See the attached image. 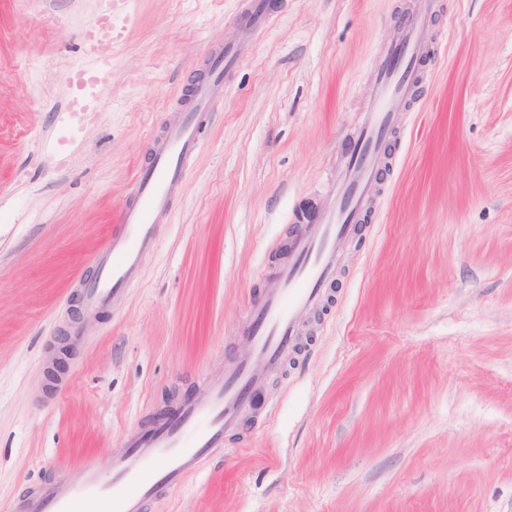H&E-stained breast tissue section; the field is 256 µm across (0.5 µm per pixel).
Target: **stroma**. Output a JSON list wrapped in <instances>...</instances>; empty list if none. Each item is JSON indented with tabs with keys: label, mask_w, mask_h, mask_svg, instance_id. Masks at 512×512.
Instances as JSON below:
<instances>
[{
	"label": "stroma",
	"mask_w": 512,
	"mask_h": 512,
	"mask_svg": "<svg viewBox=\"0 0 512 512\" xmlns=\"http://www.w3.org/2000/svg\"><path fill=\"white\" fill-rule=\"evenodd\" d=\"M129 0L66 120L100 0H0V512L107 461L249 345L251 300L330 202L407 12L437 51L379 209L224 451L150 512H512V0ZM236 63L184 194L116 308L82 284L137 169L219 47Z\"/></svg>",
	"instance_id": "stroma-1"
}]
</instances>
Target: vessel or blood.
Segmentation results:
<instances>
[{
  "instance_id": "1",
  "label": "vessel or blood",
  "mask_w": 512,
  "mask_h": 512,
  "mask_svg": "<svg viewBox=\"0 0 512 512\" xmlns=\"http://www.w3.org/2000/svg\"><path fill=\"white\" fill-rule=\"evenodd\" d=\"M426 16L401 17L390 49L377 65L376 102L360 125L355 148L345 161L323 223L310 226L290 248L288 264L273 275L267 293L251 302L242 334L252 344L248 359L231 362L207 379L195 397L176 405L150 430L131 436L103 466L86 465L72 479L43 481L23 504L24 512H146L164 490L178 487L206 455L219 452L224 434L247 406V392L269 369L279 366L303 331L300 316L323 299L336 274V249L355 229L372 180L382 164L384 140L395 127L419 79L418 59L433 50ZM106 17L83 35L91 68L85 85L96 89L111 58L99 51L111 39ZM236 60L233 49L216 51L210 76L193 90L195 109L176 113L139 168L118 224L96 258L95 278L84 288L86 309L115 305L139 275L141 255L159 241L178 199L186 169L201 146V129L213 103L224 95V74Z\"/></svg>"
}]
</instances>
